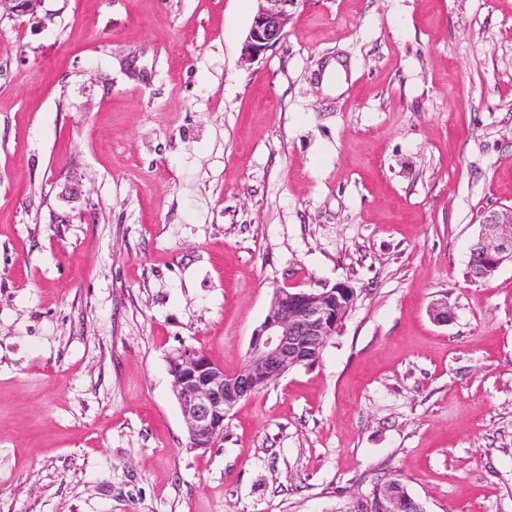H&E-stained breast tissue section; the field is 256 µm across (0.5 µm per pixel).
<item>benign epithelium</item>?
Instances as JSON below:
<instances>
[{"label":"benign epithelium","mask_w":512,"mask_h":512,"mask_svg":"<svg viewBox=\"0 0 512 512\" xmlns=\"http://www.w3.org/2000/svg\"><path fill=\"white\" fill-rule=\"evenodd\" d=\"M41 0H0V14L32 15ZM259 7L242 49L251 64L280 42L299 0H258ZM512 263V207L491 211L480 224L478 244L470 252L469 269L478 279L493 276ZM351 286L339 283L323 291L275 292L264 321L254 330L245 367L229 375L203 353L184 348L169 357L175 398L188 430V447L207 449L224 435V419L242 399L277 381L288 370L310 366L327 341L340 330L352 307ZM377 512H426L415 499L400 497L393 487L379 486L376 498H359Z\"/></svg>","instance_id":"7a95c632"}]
</instances>
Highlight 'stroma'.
<instances>
[{
	"label": "stroma",
	"mask_w": 512,
	"mask_h": 512,
	"mask_svg": "<svg viewBox=\"0 0 512 512\" xmlns=\"http://www.w3.org/2000/svg\"><path fill=\"white\" fill-rule=\"evenodd\" d=\"M44 0L0 20V512H512V0ZM354 288L309 367L192 450L280 288ZM447 301L448 323L429 311ZM259 7L242 49V60L251 64L267 49L280 42L299 0H258ZM480 228L478 244L470 252L469 269L472 277L487 279L503 264H512V206L484 215ZM376 492L374 502L371 501L369 495L362 496L358 500L367 508L378 510L373 512H425L423 506L415 499L401 498L393 486L388 487L387 484L382 487L379 483Z\"/></svg>",
	"instance_id": "35a3bbf8"
}]
</instances>
